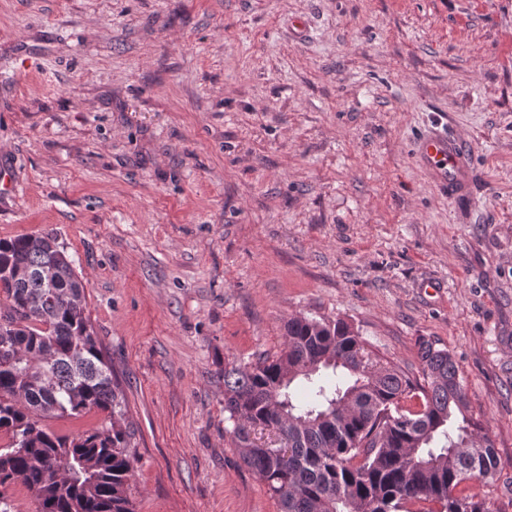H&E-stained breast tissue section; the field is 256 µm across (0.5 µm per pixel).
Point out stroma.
<instances>
[{"mask_svg":"<svg viewBox=\"0 0 512 512\" xmlns=\"http://www.w3.org/2000/svg\"><path fill=\"white\" fill-rule=\"evenodd\" d=\"M474 158L438 194L414 139ZM52 235L136 430L135 512H280L224 364L293 316L453 356L512 512V0H0V238ZM415 166L434 189L447 196H463L471 188L473 167L466 139L460 134L432 126L417 138L412 154Z\"/></svg>","mask_w":512,"mask_h":512,"instance_id":"stroma-1","label":"stroma"}]
</instances>
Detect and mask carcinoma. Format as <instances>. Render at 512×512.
<instances>
[{
  "label": "carcinoma",
  "instance_id": "1",
  "mask_svg": "<svg viewBox=\"0 0 512 512\" xmlns=\"http://www.w3.org/2000/svg\"><path fill=\"white\" fill-rule=\"evenodd\" d=\"M280 353L224 364L225 420L243 463L281 512H489L472 482L500 458L468 416L450 352L419 343L422 379L372 358L346 321L295 316ZM102 415L60 435L54 418ZM87 314L84 284L55 238L0 239V512L21 484L39 512H133L135 430ZM277 447L257 444V431ZM288 449V457L279 450Z\"/></svg>",
  "mask_w": 512,
  "mask_h": 512
}]
</instances>
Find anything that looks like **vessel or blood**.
I'll list each match as a JSON object with an SVG mask.
<instances>
[{"label":"vessel or blood","mask_w":512,"mask_h":512,"mask_svg":"<svg viewBox=\"0 0 512 512\" xmlns=\"http://www.w3.org/2000/svg\"><path fill=\"white\" fill-rule=\"evenodd\" d=\"M413 162L440 194L462 196L471 188V153L462 135L436 126L425 129L415 142Z\"/></svg>","instance_id":"1"}]
</instances>
